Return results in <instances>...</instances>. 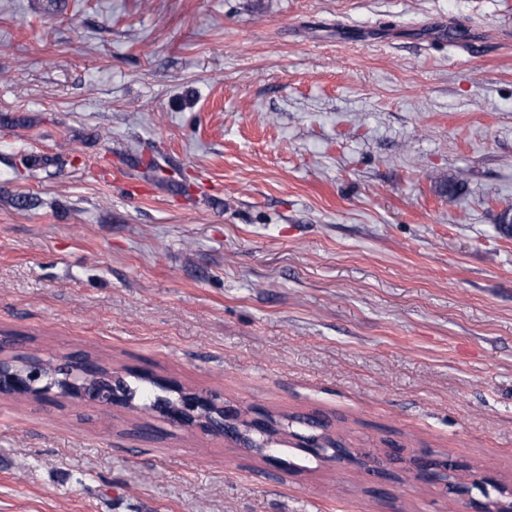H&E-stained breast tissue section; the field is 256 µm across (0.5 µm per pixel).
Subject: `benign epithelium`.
Wrapping results in <instances>:
<instances>
[{
	"label": "benign epithelium",
	"instance_id": "7a95c632",
	"mask_svg": "<svg viewBox=\"0 0 512 512\" xmlns=\"http://www.w3.org/2000/svg\"><path fill=\"white\" fill-rule=\"evenodd\" d=\"M0 394L49 399L55 395L80 399L103 407H123L125 399L121 376L98 360L88 356H66L58 364L39 357L15 360L0 358ZM169 423L205 433L222 436L240 448H254L269 457L264 443L255 436L275 438L280 434L278 422L261 411L250 413L226 405L215 393L178 388V398L170 405L151 410ZM311 435H295L297 447L313 456H322L338 465H353L376 480L375 492L386 494V482L393 479L389 465L402 458L403 448L392 445L382 453L362 452L326 432L317 416L306 418ZM409 472L429 484H440L463 509L474 501L472 489H483L489 483L483 470L473 469L452 459H439L430 452L409 457ZM497 496L478 506V512H512V486L493 484Z\"/></svg>",
	"mask_w": 512,
	"mask_h": 512
}]
</instances>
